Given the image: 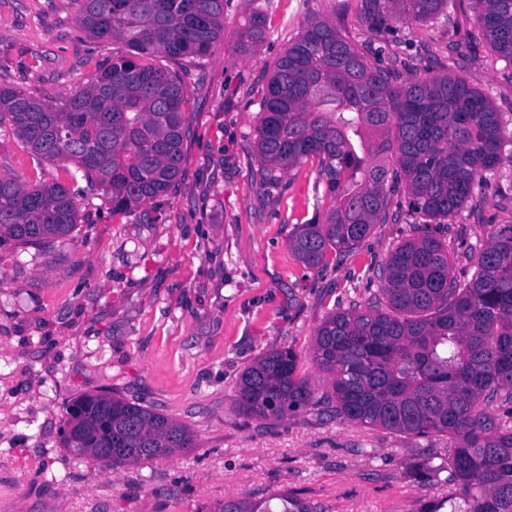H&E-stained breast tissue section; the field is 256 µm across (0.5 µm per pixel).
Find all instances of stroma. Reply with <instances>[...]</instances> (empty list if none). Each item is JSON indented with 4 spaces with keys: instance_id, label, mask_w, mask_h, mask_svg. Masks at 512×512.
Listing matches in <instances>:
<instances>
[{
    "instance_id": "stroma-1",
    "label": "stroma",
    "mask_w": 512,
    "mask_h": 512,
    "mask_svg": "<svg viewBox=\"0 0 512 512\" xmlns=\"http://www.w3.org/2000/svg\"><path fill=\"white\" fill-rule=\"evenodd\" d=\"M265 0H228L224 34L199 58H153L188 88L189 133L172 191L130 214L84 206L76 229L45 245L0 247V512H214L227 500L284 491L320 512H416L445 485L402 476L417 449L441 454L448 438L416 439L363 427L320 406L256 420L236 405L238 377L259 355L290 347L317 395L328 380L310 359L316 330L336 306L378 296V268L414 236L407 189L390 197L399 220L374 225L352 252L306 269L289 248L297 225L323 220L331 200L309 159L263 178L256 156L263 92L306 20L336 23L399 82L425 73L464 78L512 120V61L472 45L474 0L448 15L391 24L371 36L360 0H274L262 40L238 48L247 13ZM78 0H0V86L56 101L90 83L123 43L87 37ZM73 162L36 159L0 128V176L58 182L93 196ZM451 224H431L454 259L489 225L512 222V164ZM82 394L119 395L190 430L193 445L117 469L85 463L61 443L66 409Z\"/></svg>"
}]
</instances>
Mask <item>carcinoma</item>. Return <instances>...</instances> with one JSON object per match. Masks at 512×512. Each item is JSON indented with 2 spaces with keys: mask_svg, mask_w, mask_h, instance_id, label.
I'll return each mask as SVG.
<instances>
[{
  "mask_svg": "<svg viewBox=\"0 0 512 512\" xmlns=\"http://www.w3.org/2000/svg\"><path fill=\"white\" fill-rule=\"evenodd\" d=\"M226 0H82L78 22L101 41L122 42L95 79L60 102L0 86L7 122L35 155L74 161L114 212H132L167 194L180 173L188 90L181 76L140 62L200 57L224 33ZM448 0H366L372 29L442 14ZM475 20L493 50L512 61V0H475ZM266 13L252 11L240 34L257 43ZM328 20L306 23L268 79L257 129L262 174L272 179L313 157L331 207L301 225L290 248L310 270L327 266L389 219L388 183L405 180L415 221H450L475 187L512 162V129L486 97L448 74L392 82ZM398 168L389 171L386 157ZM77 202L59 183L24 186L0 176V246L69 235ZM401 242L381 266V296L340 305L317 328L311 361L332 392L316 396L297 375L291 348L266 352L239 378L236 404L250 418L334 404L363 426L426 438L450 436L443 454L419 449L404 477L448 484L454 493L417 512H512V224H492L474 253L467 283L450 277V254L427 227ZM505 408L490 412L493 404ZM74 427L62 445L114 467L170 456L192 445L182 424L120 396L80 395L67 409ZM214 512H317L285 492Z\"/></svg>",
  "mask_w": 512,
  "mask_h": 512,
  "instance_id": "obj_1",
  "label": "carcinoma"
}]
</instances>
